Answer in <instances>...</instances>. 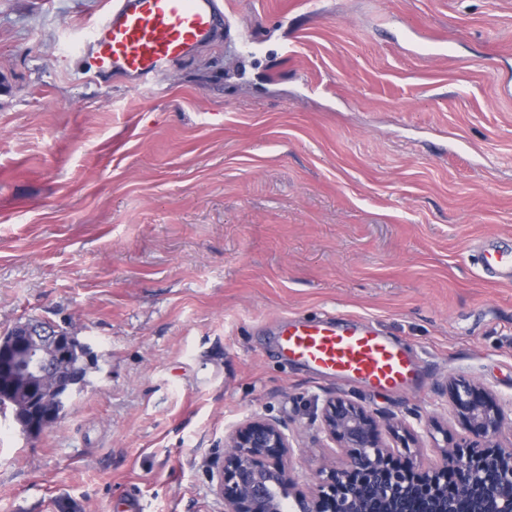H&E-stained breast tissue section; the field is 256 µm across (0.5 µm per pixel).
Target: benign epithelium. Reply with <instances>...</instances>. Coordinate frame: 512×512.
Here are the masks:
<instances>
[{"label":"benign epithelium","instance_id":"1","mask_svg":"<svg viewBox=\"0 0 512 512\" xmlns=\"http://www.w3.org/2000/svg\"><path fill=\"white\" fill-rule=\"evenodd\" d=\"M77 333L40 320L15 323L0 334V394L18 387L29 394L26 431L37 435L62 412L50 403L67 404L83 385L67 357V344ZM465 437L436 447L437 459L425 462L394 453L383 430L394 429L392 418L335 396L320 409L321 431L345 452L341 467L322 461L317 485L296 488L295 448L287 426L273 417L253 416L224 436V456L217 469L214 494L224 512H512V433L495 395L487 388L448 379Z\"/></svg>","mask_w":512,"mask_h":512}]
</instances>
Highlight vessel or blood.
Instances as JSON below:
<instances>
[{"label":"vessel or blood","mask_w":512,"mask_h":512,"mask_svg":"<svg viewBox=\"0 0 512 512\" xmlns=\"http://www.w3.org/2000/svg\"><path fill=\"white\" fill-rule=\"evenodd\" d=\"M223 22L222 0H110L90 25L80 55L93 76L118 74L144 86L211 42ZM276 336L286 360L314 373L382 389L408 391L419 385V370L406 347L363 319L289 316Z\"/></svg>","instance_id":"obj_1"}]
</instances>
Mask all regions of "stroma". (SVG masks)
Returning <instances> with one entry per match:
<instances>
[{"label":"stroma","instance_id":"obj_1","mask_svg":"<svg viewBox=\"0 0 512 512\" xmlns=\"http://www.w3.org/2000/svg\"><path fill=\"white\" fill-rule=\"evenodd\" d=\"M108 2L0 0V332L97 357L39 435L0 417V512H224L211 463L255 414L308 489L332 394L428 453L463 435L449 377L512 414V282L479 264L512 249V0H233L140 89L82 70ZM326 312L408 344L419 389L285 363L277 320Z\"/></svg>","mask_w":512,"mask_h":512}]
</instances>
